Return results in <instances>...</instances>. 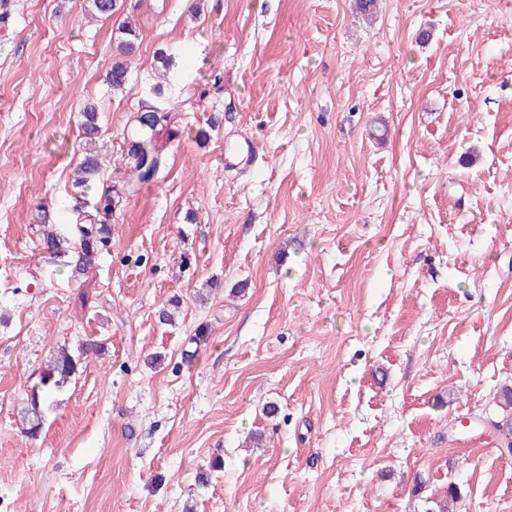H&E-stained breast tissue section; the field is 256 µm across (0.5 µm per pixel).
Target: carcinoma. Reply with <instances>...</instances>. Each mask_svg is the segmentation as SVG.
<instances>
[{"instance_id":"1","label":"carcinoma","mask_w":512,"mask_h":512,"mask_svg":"<svg viewBox=\"0 0 512 512\" xmlns=\"http://www.w3.org/2000/svg\"><path fill=\"white\" fill-rule=\"evenodd\" d=\"M112 88L119 89L127 81V67L121 60L112 65L106 75ZM81 130L83 133L84 159L75 177V185L84 187L97 180L100 163L97 144L101 140L98 125V112L94 104L87 103L81 112ZM166 116L162 108L153 111L147 109L142 117H133L128 136V154L133 159L130 166L131 178L127 182L128 190L156 179L164 167V158L156 140L157 127ZM115 207L112 189L105 188L95 199L91 209H82V202L76 201L74 210L82 216L84 223L76 225L78 234L76 241L42 224V244L44 249L61 259L71 274H83L94 269L99 257L109 251L112 246L111 225L106 218L112 215ZM100 345L84 342L80 346L79 355L72 354L67 347L61 346L51 354L41 376L42 389H33L26 405L21 409V425L25 434L37 436L44 424L45 409L49 405L55 391L63 389L77 374L82 361L90 354H96Z\"/></svg>"}]
</instances>
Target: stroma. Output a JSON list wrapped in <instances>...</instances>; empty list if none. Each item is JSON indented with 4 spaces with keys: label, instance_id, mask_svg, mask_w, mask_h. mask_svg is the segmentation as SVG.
Returning <instances> with one entry per match:
<instances>
[{
    "label": "stroma",
    "instance_id": "stroma-1",
    "mask_svg": "<svg viewBox=\"0 0 512 512\" xmlns=\"http://www.w3.org/2000/svg\"><path fill=\"white\" fill-rule=\"evenodd\" d=\"M8 2L0 512H512L499 433L454 427L512 416V0H119L107 20ZM157 85L166 165L129 192L125 136ZM88 101L85 195L122 202L76 279L38 224L75 222ZM244 142L247 168L226 156ZM88 340L100 355L27 439L51 351ZM81 130L83 133L84 159L75 177L76 187H84L97 180L100 163L97 144L101 140V130L98 125V112L94 104L87 103L81 112Z\"/></svg>",
    "mask_w": 512,
    "mask_h": 512
}]
</instances>
